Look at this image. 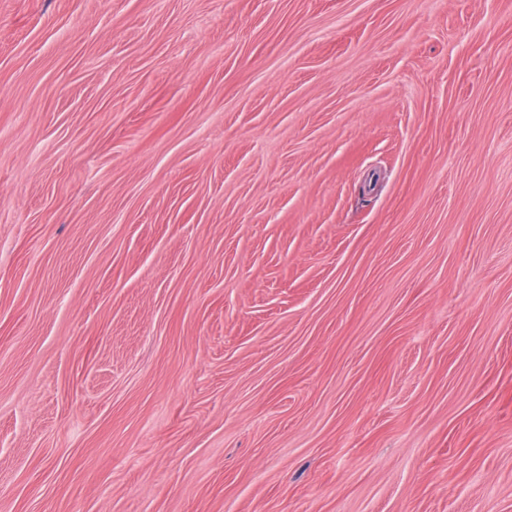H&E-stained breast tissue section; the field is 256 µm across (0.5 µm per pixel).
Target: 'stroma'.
<instances>
[{
  "label": "stroma",
  "mask_w": 512,
  "mask_h": 512,
  "mask_svg": "<svg viewBox=\"0 0 512 512\" xmlns=\"http://www.w3.org/2000/svg\"><path fill=\"white\" fill-rule=\"evenodd\" d=\"M0 512H512V0H0Z\"/></svg>",
  "instance_id": "stroma-1"
}]
</instances>
